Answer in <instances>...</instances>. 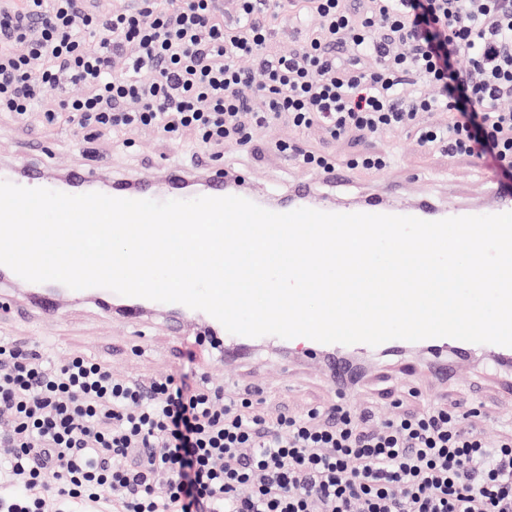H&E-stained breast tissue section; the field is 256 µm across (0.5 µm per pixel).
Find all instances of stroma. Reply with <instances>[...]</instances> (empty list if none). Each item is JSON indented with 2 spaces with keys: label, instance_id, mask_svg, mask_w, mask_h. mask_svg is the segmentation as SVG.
<instances>
[{
  "label": "stroma",
  "instance_id": "35a3bbf8",
  "mask_svg": "<svg viewBox=\"0 0 512 512\" xmlns=\"http://www.w3.org/2000/svg\"><path fill=\"white\" fill-rule=\"evenodd\" d=\"M282 141L303 143L344 165L363 153L391 155L392 162L384 170L352 169L351 191L355 194L387 182L397 186L407 202L425 190L445 202L475 205L486 200L491 173L486 163L421 146L414 134L404 130L374 136L356 131L328 141L320 130L302 135L287 122L278 121L256 129L248 148L226 145L218 163L246 173L255 191L281 194L289 184L311 175L310 170L277 151L276 145ZM94 148V153H86L65 124L49 127L36 118L20 123L0 114V166L5 168L27 161L49 172L95 165L113 175L155 180L161 176L162 161L183 156L182 148L150 133L136 135L128 148L109 139L98 140ZM0 295L16 304L12 312L0 313V338L40 347L58 361L80 352L119 375L146 379L176 374L191 384L201 379L221 385L231 375L239 387L254 390L256 399L272 412L302 411L338 402L353 409L369 407L389 417L398 401L410 411L433 404L474 403L481 407L480 426L486 435L494 437L512 429V398L504 392L507 380L484 371L479 361L456 380L439 383L424 365H416L406 375L375 359L368 365L365 383L339 397L317 368L289 363L287 354L276 349L261 348L248 360L228 364L204 350L197 336L187 335L182 344L173 345L167 321L158 314L143 319L145 336L140 339L122 319L103 314L90 302L68 306L61 318L49 319L30 306L20 286L1 285Z\"/></svg>",
  "mask_w": 512,
  "mask_h": 512
}]
</instances>
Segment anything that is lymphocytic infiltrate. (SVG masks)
Here are the masks:
<instances>
[{
  "label": "lymphocytic infiltrate",
  "instance_id": "f902f5d3",
  "mask_svg": "<svg viewBox=\"0 0 512 512\" xmlns=\"http://www.w3.org/2000/svg\"><path fill=\"white\" fill-rule=\"evenodd\" d=\"M284 18L299 35L281 53ZM70 84L85 94L47 97ZM0 112L210 155L281 119L333 140L407 128L508 179L512 0H0ZM478 415L270 414L249 391L1 340L0 512H512V431L488 438Z\"/></svg>",
  "mask_w": 512,
  "mask_h": 512
}]
</instances>
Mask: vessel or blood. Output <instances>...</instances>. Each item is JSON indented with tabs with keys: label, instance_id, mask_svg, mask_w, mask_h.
Segmentation results:
<instances>
[{
	"label": "vessel or blood",
	"instance_id": "vessel-or-blood-1",
	"mask_svg": "<svg viewBox=\"0 0 512 512\" xmlns=\"http://www.w3.org/2000/svg\"><path fill=\"white\" fill-rule=\"evenodd\" d=\"M190 172L182 163L169 164L166 181L170 196L174 199H188V180ZM22 180L24 187L43 188L47 182L38 169L27 167L21 171H1L0 181L15 182ZM229 175L223 168L210 167L206 180L205 193L210 197L229 195ZM350 175L346 167L320 173L311 179L293 185L282 200L271 204L270 209L276 213H287L299 208H311L326 211V204L320 199L318 189L326 186L339 191L349 185ZM65 193L81 195L99 192L111 197L124 199H150L154 196L153 186L149 181H139L136 187H127L123 180L107 179L94 168L79 169L66 177ZM490 190L493 199L489 204L478 206H444L432 196L421 197L416 202L404 203L401 197L388 185L380 184L361 195L357 202L340 205L339 213H368L413 216L422 220L437 221L449 217L467 215H491L512 211V190L506 189L498 179H491ZM54 285L50 282L28 284L29 302L32 307L46 315H58L55 303ZM248 337L224 334L212 337V348L222 351L225 357L245 358ZM292 346L300 354L318 364L327 377L332 389L338 393H346L366 378L364 367L359 358L373 352L393 364L405 365L406 353L410 347L404 340H390L378 346L365 343L343 345L339 343H320L306 337H295ZM426 350L425 366L436 380L448 381L466 366L474 354H481L487 366L498 368L505 366L512 369V347L496 344H474L453 338H431L423 340Z\"/></svg>",
	"mask_w": 512,
	"mask_h": 512
}]
</instances>
